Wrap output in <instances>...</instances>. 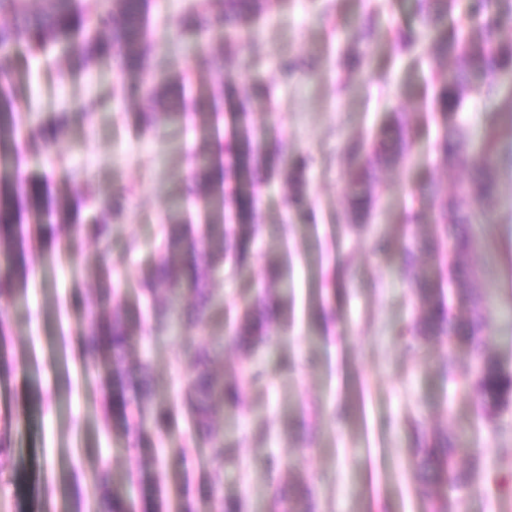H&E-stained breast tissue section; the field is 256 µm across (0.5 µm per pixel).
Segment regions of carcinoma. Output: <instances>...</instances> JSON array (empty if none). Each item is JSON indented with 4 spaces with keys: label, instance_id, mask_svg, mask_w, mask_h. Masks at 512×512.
<instances>
[{
    "label": "carcinoma",
    "instance_id": "carcinoma-1",
    "mask_svg": "<svg viewBox=\"0 0 512 512\" xmlns=\"http://www.w3.org/2000/svg\"><path fill=\"white\" fill-rule=\"evenodd\" d=\"M276 0H222L218 10L204 13L190 9L177 23L175 49L191 57L196 51L194 38L218 44L205 65L212 82L200 117V143L195 160L200 178L187 200L164 225L166 253L155 260L143 280L151 296L150 315L139 339L173 334L183 319L202 322L214 306V295L207 288L232 259L244 261L251 246L263 232L255 210V195L273 177L285 174L288 208L305 215L310 211L308 161L301 155L288 157V142L271 139L249 123L253 96L238 91L233 84L231 64L237 37L251 31L261 15L272 11ZM413 10L423 29L398 28L392 41L399 55H412L421 47L444 63L435 73L426 94L425 109L439 126L435 149L451 167L465 173L460 188L452 195L429 182L425 190L434 206V236L421 239L416 247H405L398 274L414 281L417 295L415 331L428 339L448 337V346L466 345L472 365L464 371L446 361L441 373L459 379L462 387L475 393L485 419L492 423L498 412L512 403V373L505 371L489 352L483 335L485 318L481 294L469 296L471 312L467 319L448 318V298L459 294L451 288L469 277L465 258L476 244L472 226L480 223L486 208L497 198V169L492 141L481 152L473 151L469 136L457 116L465 111L468 98L478 93L502 97L512 112V43L499 40V29L512 25V0H413ZM0 14L11 22L0 25V255L10 264L0 273V300L17 301L27 288L23 264L33 229L55 223L59 236L56 259L74 261L71 242L80 233L79 220L72 207L58 199L41 200L31 195L22 176V166L56 148L63 134L68 113L55 114L47 125L31 118H20L19 81L11 69L12 54L26 48L61 67L66 62L88 69L100 58L117 54L119 71L142 103V130H154L161 116L182 117L187 112L183 96L172 90L183 83L187 73L146 86L141 81L149 69L165 71L169 59L150 57L148 44V0H105L98 7L90 0H41L38 10L28 0H0ZM377 9L369 8L353 28L342 51V66L347 76L360 67L363 48L378 36ZM237 68L246 70L251 62L239 60ZM415 130L405 112L390 113L372 145L374 159L363 156L360 147L349 143L344 149L347 190L351 200L350 223L364 224L377 203L374 194L375 165L399 166L410 155ZM38 143L41 150L32 154L22 144ZM125 198L117 193L109 198L89 196L88 222L95 240L106 244L109 219L122 212ZM284 280L280 260H267L266 281L252 300L246 301L233 320L234 342L245 356L277 343L275 325L288 319V304L280 293ZM124 283L111 279L109 269L100 272V296L78 322L87 357L101 359L113 379L126 381L134 389V408L121 400L122 414L128 426L145 431V414L155 391L151 384V363L137 359L136 367H126L133 333L125 314L111 304ZM195 301L183 310L185 290ZM195 370L181 386L184 402L193 414L194 430L185 439L167 442L168 453L179 457L198 442L211 449L215 475L234 461L224 448V412L241 405L238 382L229 381L212 368L224 359V338L212 340L194 349ZM415 466L424 493L451 481L463 489L469 476L457 467V460L468 454L469 446L460 434L416 433ZM100 490L96 512H132L130 496L121 485H111L108 469L94 477ZM317 502L309 489L293 485L274 498L276 512H316ZM243 503L235 497H218L215 512H242Z\"/></svg>",
    "mask_w": 512,
    "mask_h": 512
}]
</instances>
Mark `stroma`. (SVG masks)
<instances>
[{"mask_svg":"<svg viewBox=\"0 0 512 512\" xmlns=\"http://www.w3.org/2000/svg\"><path fill=\"white\" fill-rule=\"evenodd\" d=\"M333 3L326 15L321 0H286L238 44L239 54L257 57L258 65L233 74L237 88L257 95L253 125L287 139L307 158L310 215L288 209L286 181L276 178L256 199L265 230L248 263L241 268L226 261L212 281L217 307L204 323H184L178 335L144 344L159 402L172 409L164 434L184 436L191 424L179 394L193 370L187 347L230 336L225 311H236L262 286L267 259L282 261L291 322L277 345L249 358L224 349L222 368L242 384L244 402L224 415V444L239 461L218 479L205 444L171 459L157 430L141 439L125 432L120 416L107 411L100 388L105 369L89 367L72 329L98 296L97 272L104 263L126 283L120 307L127 317L145 316L139 280L163 253V226L173 202L189 190L196 122L141 133L139 100L123 92L115 58L101 59L90 75L77 69L62 75L35 65L26 52L14 55L19 74L38 69L26 90L27 111L44 120L69 113L57 146L66 167L88 173L97 195L123 191L126 209L113 221L107 247L83 233L74 266L58 264L52 248L36 246L29 264L37 272L26 304L0 303V315L8 319L0 351V438L11 453L10 462L0 465V483L9 490L0 512H68L65 497L76 486L86 498L84 512H95L92 480L103 465L115 479L135 477L138 512H157L160 500L166 512H181L187 499L195 512H205L219 494L239 497L247 512H269L274 489L299 481L312 489L319 512H431L436 504L444 512H512V493L502 494L495 483L512 477V465H501L499 454L512 448V406L499 417L503 431H495L474 395L441 376L442 361L465 368L469 351L449 348L441 337L424 342L408 335L414 286L393 276L403 244L426 231L405 220L430 206L419 184L431 178L451 193L465 178L437 155L436 126L419 108L439 63L394 55L392 30L419 22L410 0H380V35L350 90L337 91L343 73L338 49L368 0ZM192 5L211 8L209 0H149L152 48L169 43ZM288 59L308 67L284 78L279 64ZM394 110L411 116L418 134L413 157L380 173V204L370 223L356 231L348 222L343 149L352 140L370 144ZM465 117L474 133L493 129L498 155L512 156V114L501 102L472 96ZM497 177L498 198L466 258L473 271L467 287L488 292L484 334L493 356L512 372V327L503 321L512 307V165H499ZM281 224L292 225L289 239L278 234ZM382 236L390 242L383 251L376 246ZM133 241L138 251H129ZM324 304L336 309L328 324L318 319ZM253 368L265 372L263 386L249 384ZM419 427L466 431L473 450L476 468L468 487L448 490L437 503L418 491L413 459Z\"/></svg>","mask_w":512,"mask_h":512,"instance_id":"stroma-1","label":"stroma"}]
</instances>
